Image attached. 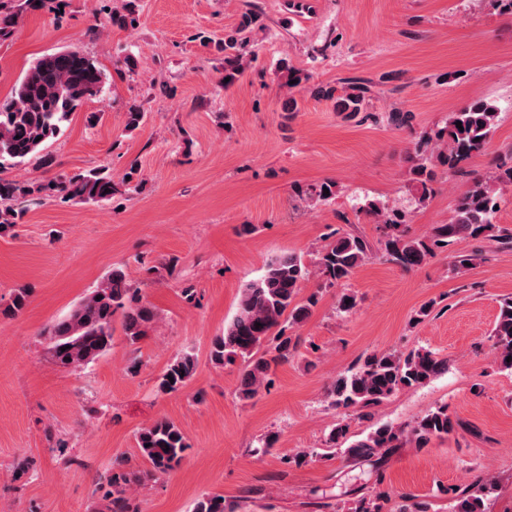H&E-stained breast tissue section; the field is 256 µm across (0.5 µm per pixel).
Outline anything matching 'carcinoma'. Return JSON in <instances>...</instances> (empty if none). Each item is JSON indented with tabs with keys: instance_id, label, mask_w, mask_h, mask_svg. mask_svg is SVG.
<instances>
[{
	"instance_id": "carcinoma-1",
	"label": "carcinoma",
	"mask_w": 512,
	"mask_h": 512,
	"mask_svg": "<svg viewBox=\"0 0 512 512\" xmlns=\"http://www.w3.org/2000/svg\"><path fill=\"white\" fill-rule=\"evenodd\" d=\"M51 0H0V40L8 38L19 14L34 4L46 5ZM249 41L230 37L224 40V77L229 86L240 75L248 56ZM105 77L88 56L77 50H63L44 56L31 65L14 87L12 94L0 100V172L26 165L38 159L50 167L52 155L48 143L59 137L71 116L86 101L104 93ZM312 96L334 101L335 110L354 116L363 111L372 98L371 85L355 81L348 90L315 85L307 88ZM499 120L496 105L476 100L448 114L446 125L436 132V139L446 140L447 153L424 148L429 140L418 145L415 164L411 168L413 199L424 203L434 192L436 164L452 166L456 162L482 153ZM462 127H456V122ZM118 191L112 174L94 168L65 176L51 183L0 178V234L11 230L23 213L6 205L17 198L56 194L66 200L107 202ZM498 189L480 178L456 198L453 217L446 224H435L428 234L411 236L402 228L404 215L377 203L372 209L384 224V252L406 269L424 264L448 245L469 239L493 238L512 244V235L503 234L493 223ZM373 256L368 241L360 236L339 235L323 247L314 262L306 264L302 256L287 253L272 260L257 281L241 293L233 319L224 327V335L211 342V361L222 366L241 361L236 398L247 403L253 400L270 381L272 365L289 360L298 348L294 329L303 324L318 302L313 293L300 299L304 283L318 276L324 287H333L349 278L354 270ZM479 255L459 250L452 255V270L461 273L474 265ZM122 267H114L95 288L82 298L65 317L55 321L46 332L49 359L63 370L87 367L107 354L114 341V323L121 321L125 339L132 345L155 330L160 313L149 304L140 303ZM29 301L25 288L13 292L9 300L0 302V315L13 317L22 312ZM494 362L502 371L512 372V298L500 302L499 312L488 336ZM448 370V360L438 353L418 348L408 353L373 352L352 370L340 374L326 391L329 404L352 410L360 416L382 403L396 391L417 388ZM196 372V360L190 354L178 355L157 379L161 393L183 389ZM458 421L448 412V405L428 411L407 427L383 423L360 439L347 442L349 425L340 422L328 435L329 447L350 459H376L383 463L397 449L407 444L418 447L434 439L452 434ZM141 456L148 469L127 470L123 467L110 474L101 500L103 512H132L130 493L173 470L190 448L183 430L162 418L141 428L136 434ZM493 478H483L462 491H454V512H489L485 499L495 490ZM389 493L376 491L361 497L352 512H383ZM194 512H234L225 505L224 496L205 494L196 502Z\"/></svg>"
}]
</instances>
